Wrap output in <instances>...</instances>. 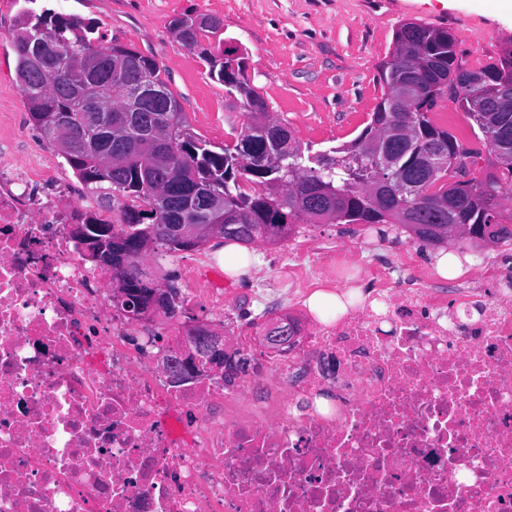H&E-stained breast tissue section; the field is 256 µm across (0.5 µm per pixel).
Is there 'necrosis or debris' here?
<instances>
[{"label": "necrosis or debris", "mask_w": 512, "mask_h": 512, "mask_svg": "<svg viewBox=\"0 0 512 512\" xmlns=\"http://www.w3.org/2000/svg\"><path fill=\"white\" fill-rule=\"evenodd\" d=\"M25 181H48L40 168ZM0 166V512H512V275L448 299L416 255L301 227L258 295L352 266L372 293L277 354L170 383L183 328L112 303L65 190Z\"/></svg>", "instance_id": "obj_1"}]
</instances>
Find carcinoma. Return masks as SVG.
<instances>
[{"mask_svg": "<svg viewBox=\"0 0 512 512\" xmlns=\"http://www.w3.org/2000/svg\"><path fill=\"white\" fill-rule=\"evenodd\" d=\"M175 40L208 65L209 75L247 112L233 140L216 146L192 132L181 106L161 78L158 64L139 51L105 40L97 23L75 15L24 7L16 16L13 47L16 76L34 125L48 142L56 128L76 138L61 154L86 189L122 213L119 230L89 220L87 234L112 241L100 262L115 266L121 244L147 236L156 225L173 227L207 218L228 225L226 241H282L298 221L328 224H399L421 229L423 243L446 245L427 225L466 224L477 235L499 224L497 244L512 245V222L503 202L512 196V157L496 154L497 131L472 110L479 94L507 122L512 134V51L476 68L459 56L446 30L405 21L377 81L381 100L370 122L351 141L326 150L302 144L288 126L270 117L269 107L246 75L247 53L221 47L224 23L216 16L184 14L169 22ZM407 84L409 99L395 97V82ZM445 101L469 119L479 148L468 149L473 166L487 150L496 166L488 180L457 181L456 148L464 143L436 124ZM391 126H410L413 135L396 141L392 177L364 154V146ZM224 196V211L204 210L208 195ZM456 206L448 210V195ZM169 252L191 249L174 233L152 240Z\"/></svg>", "mask_w": 512, "mask_h": 512, "instance_id": "carcinoma-1", "label": "carcinoma"}]
</instances>
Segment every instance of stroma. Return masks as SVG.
Segmentation results:
<instances>
[{"instance_id":"obj_1","label":"stroma","mask_w":512,"mask_h":512,"mask_svg":"<svg viewBox=\"0 0 512 512\" xmlns=\"http://www.w3.org/2000/svg\"><path fill=\"white\" fill-rule=\"evenodd\" d=\"M47 8L101 23L109 38L153 58L195 132L214 144L231 141L244 126L241 110L230 107L223 83L211 78L198 55L178 44L168 24L177 15H215L225 38L247 51V75L268 103L272 117L302 142L328 149L355 138L367 125L382 95L377 66L392 49L399 23L415 19L448 30L466 61H487L512 50V13L490 9L483 0H47ZM18 0H0V164L17 171L38 164L67 184L71 199L90 210L86 194L59 152L34 126L19 87L13 50ZM377 263H398L405 250L416 252L424 271H432L436 247L412 232L387 230L361 239ZM224 243L214 238L201 251L212 254L193 268L195 251L160 253L143 267L157 279L174 278L185 287L187 274L224 291L235 309L248 307L250 290L269 274L279 244L251 245L253 264L239 279L224 273Z\"/></svg>"}]
</instances>
